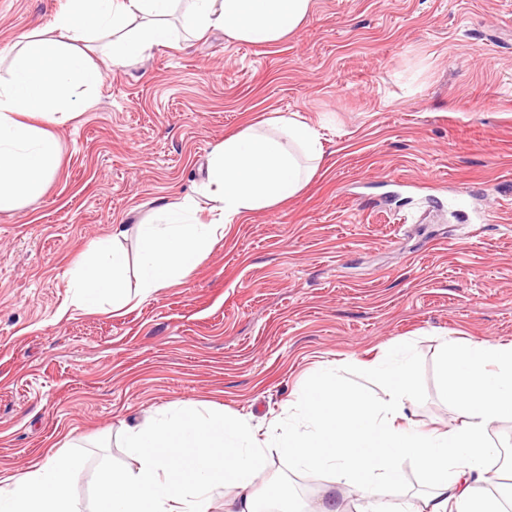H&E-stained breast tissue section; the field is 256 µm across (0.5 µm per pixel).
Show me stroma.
Returning a JSON list of instances; mask_svg holds the SVG:
<instances>
[{
  "instance_id": "obj_1",
  "label": "stroma",
  "mask_w": 512,
  "mask_h": 512,
  "mask_svg": "<svg viewBox=\"0 0 512 512\" xmlns=\"http://www.w3.org/2000/svg\"><path fill=\"white\" fill-rule=\"evenodd\" d=\"M64 5L0 0V77L19 36L50 34ZM170 23V45L105 66L53 125L61 167L44 194L0 211V475L78 456L82 512L102 468L134 467L127 428L173 404L261 434L323 369L383 397L370 364L403 345L406 415L448 428L447 346L512 342V0H314L271 45ZM273 112L299 113L324 144L296 197L228 225L187 279L133 308L72 306L67 271L89 241L125 225L136 287L138 225L198 196L214 147ZM486 207L497 223L478 222ZM266 474L312 510L366 506L274 451Z\"/></svg>"
}]
</instances>
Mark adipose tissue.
<instances>
[{
    "mask_svg": "<svg viewBox=\"0 0 512 512\" xmlns=\"http://www.w3.org/2000/svg\"><path fill=\"white\" fill-rule=\"evenodd\" d=\"M313 0H67L54 38L20 39L9 79L0 81V210L39 198L59 168L58 141L49 122L67 115L75 92L102 80L100 66L75 50L100 33L111 34L112 66L169 44V16L182 11L190 34L211 29L235 42L275 44L297 31ZM46 119L32 125L31 117ZM323 158L317 132L296 112H275L225 137L211 153L204 194L209 220L194 197L163 207V221L138 227L140 268L135 289L125 286L126 256L115 242H90L70 271L72 303L84 311L119 312L181 283L246 213L272 208L298 194ZM383 400L348 397L325 374L295 403L300 425H269L272 448L296 468H327L356 486L367 512H503L482 474L493 451L490 425L512 419V344L453 347L439 376L461 424L436 430L404 425L411 394L408 360L385 361ZM124 446L132 469L107 467L96 479L94 512H210L225 482L237 494L224 512H265L260 484L268 448L247 420L194 406L171 408L129 429ZM412 462L431 491L416 502L387 508L383 501ZM72 458L50 456L25 473L0 479V512H79L66 494L76 475Z\"/></svg>",
    "mask_w": 512,
    "mask_h": 512,
    "instance_id": "adipose-tissue-1",
    "label": "adipose tissue"
}]
</instances>
